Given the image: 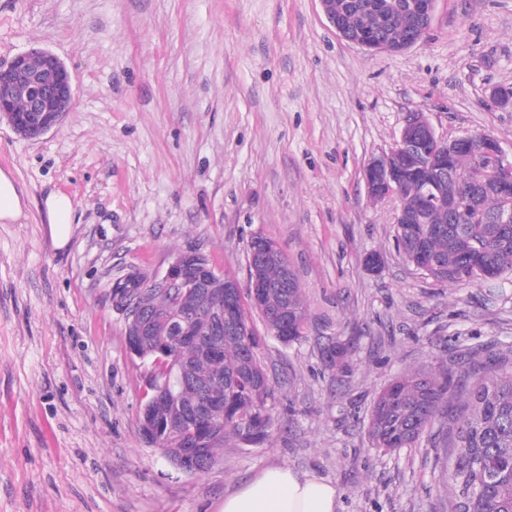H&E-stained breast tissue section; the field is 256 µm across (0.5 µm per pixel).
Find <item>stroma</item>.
I'll return each instance as SVG.
<instances>
[{"mask_svg":"<svg viewBox=\"0 0 512 512\" xmlns=\"http://www.w3.org/2000/svg\"><path fill=\"white\" fill-rule=\"evenodd\" d=\"M35 44L75 93L39 139L0 123V170L26 202L0 222V512H218L272 465L334 484L338 512H448L441 439L378 453L369 409L406 369L511 352L512 285L491 303L485 282L444 286L406 263L398 201L369 198L362 175L417 112L443 139L494 136L512 160V107L493 97L512 88V0H436L398 53L340 37L319 0H0V65ZM52 191L74 207L62 249ZM256 235L296 272L307 337L282 344L251 315L275 431L184 475L139 432L143 368L112 280L198 249L243 282ZM336 335L355 341L344 376L316 348ZM44 205L50 224L52 243L58 249L65 248L70 241L74 222L72 200L63 193L52 192L46 196Z\"/></svg>","mask_w":512,"mask_h":512,"instance_id":"stroma-1","label":"stroma"}]
</instances>
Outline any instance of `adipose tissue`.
<instances>
[{
  "label": "adipose tissue",
  "instance_id": "adipose-tissue-1",
  "mask_svg": "<svg viewBox=\"0 0 512 512\" xmlns=\"http://www.w3.org/2000/svg\"><path fill=\"white\" fill-rule=\"evenodd\" d=\"M44 205L52 243L65 248L74 222L73 203L67 195L53 192ZM337 498L336 487L314 474L271 466L225 495L221 512H336Z\"/></svg>",
  "mask_w": 512,
  "mask_h": 512
}]
</instances>
